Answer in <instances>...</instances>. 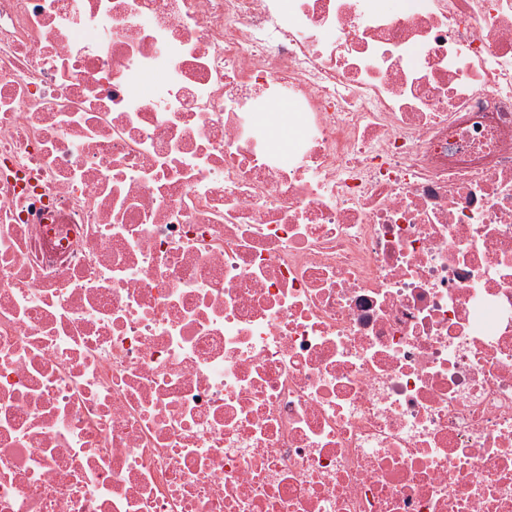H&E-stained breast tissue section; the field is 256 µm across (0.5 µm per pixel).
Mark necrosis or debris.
I'll list each match as a JSON object with an SVG mask.
<instances>
[{
  "instance_id": "4bbe7bcc",
  "label": "necrosis or debris",
  "mask_w": 512,
  "mask_h": 512,
  "mask_svg": "<svg viewBox=\"0 0 512 512\" xmlns=\"http://www.w3.org/2000/svg\"><path fill=\"white\" fill-rule=\"evenodd\" d=\"M0 512H512V0H0Z\"/></svg>"
}]
</instances>
